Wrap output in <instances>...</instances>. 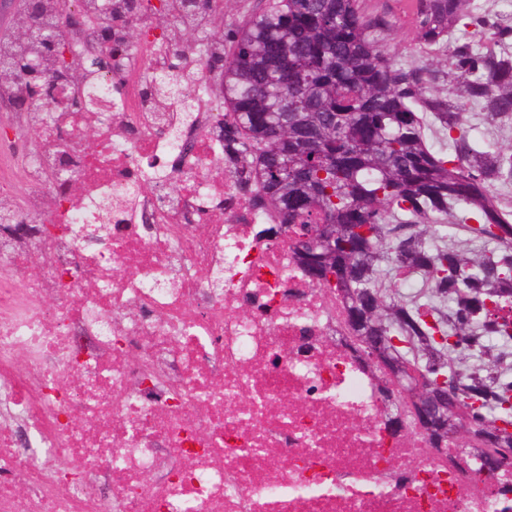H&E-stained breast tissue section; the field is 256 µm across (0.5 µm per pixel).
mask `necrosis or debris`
Wrapping results in <instances>:
<instances>
[{
	"mask_svg": "<svg viewBox=\"0 0 512 512\" xmlns=\"http://www.w3.org/2000/svg\"><path fill=\"white\" fill-rule=\"evenodd\" d=\"M166 10L99 73L111 112L68 107L49 130L19 114L0 137V512L512 506V464L433 459L412 416L390 424L342 296L220 167L224 102L195 48L217 12ZM176 59L188 113L149 91ZM62 168L75 186L47 179Z\"/></svg>",
	"mask_w": 512,
	"mask_h": 512,
	"instance_id": "4bbe7bcc",
	"label": "necrosis or debris"
}]
</instances>
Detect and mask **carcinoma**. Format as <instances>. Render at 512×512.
Instances as JSON below:
<instances>
[{"mask_svg": "<svg viewBox=\"0 0 512 512\" xmlns=\"http://www.w3.org/2000/svg\"><path fill=\"white\" fill-rule=\"evenodd\" d=\"M476 0H402L428 63H399L372 33L392 22L365 0H271L234 29L223 56L224 164L241 190L297 226L298 259L347 298L370 293L356 335L448 383L474 435L467 451L512 448V224L490 188L512 185V146L475 139L466 105L512 122V13L486 24ZM474 26L492 47L455 35ZM35 52L52 61L40 33ZM34 79L25 92L43 99ZM183 82L170 66L161 88ZM435 127L448 143L437 148ZM419 277L405 296L387 276ZM406 343L396 347L391 337Z\"/></svg>", "mask_w": 512, "mask_h": 512, "instance_id": "cac0c4a2", "label": "carcinoma"}]
</instances>
